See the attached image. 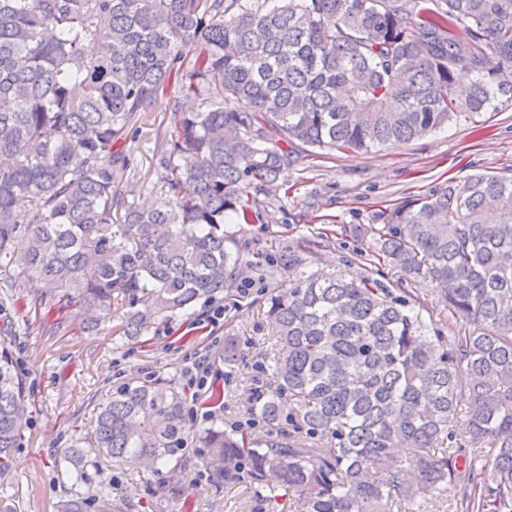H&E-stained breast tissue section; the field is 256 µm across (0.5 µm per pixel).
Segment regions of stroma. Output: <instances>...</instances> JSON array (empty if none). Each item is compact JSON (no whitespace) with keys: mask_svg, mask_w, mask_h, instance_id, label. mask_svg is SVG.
<instances>
[{"mask_svg":"<svg viewBox=\"0 0 512 512\" xmlns=\"http://www.w3.org/2000/svg\"><path fill=\"white\" fill-rule=\"evenodd\" d=\"M198 104L173 88L138 122L125 145L130 163L114 172L126 201L158 194L157 149L170 127L171 110ZM475 172L512 173L511 105L462 114L448 127L397 148L358 155L323 151L288 164L278 178V195L260 194L252 201L250 223L224 227L228 250L240 254L250 269L239 293L223 298L224 317L217 321L210 318L212 304L200 303L148 335L126 340L124 309L90 329L77 308L61 314L39 309L30 286L0 290V345L20 361L32 404L31 423L0 471V512H60L67 500H90L104 483L110 484L113 501L152 504L160 512H251L249 489L206 483L193 460L171 478L104 460L80 483L62 479L56 460L72 439L89 432L99 404L122 383L162 375L187 395L197 394L187 375L197 362L209 369L208 387L223 388L224 405L215 410L192 405L193 428L219 421L251 429V390L270 382L262 373L273 351L264 303L273 289L288 283L280 256L294 253L312 268L365 275L395 294L419 297L428 324L447 329L448 312L437 301L436 283L412 279L379 261L368 228L448 178ZM228 336L240 348L230 371L218 359Z\"/></svg>","mask_w":512,"mask_h":512,"instance_id":"35a3bbf8","label":"stroma"}]
</instances>
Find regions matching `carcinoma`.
Listing matches in <instances>:
<instances>
[{
    "mask_svg": "<svg viewBox=\"0 0 512 512\" xmlns=\"http://www.w3.org/2000/svg\"><path fill=\"white\" fill-rule=\"evenodd\" d=\"M173 82L200 106L174 109L159 196L127 203L119 145ZM509 102L512 0H0V288L38 286L39 307L78 306L93 326L125 306L124 338L145 336L238 290L225 220L277 194L292 150L399 147ZM371 232L382 260L440 285L454 347L416 303L290 254L295 278L267 299L273 388L252 409L273 429L193 430L184 393L150 376L112 392L60 472L78 483L101 452L145 466L191 452L260 509L283 490L292 512H439L450 496L512 512V176L451 179ZM219 359L236 364L234 337ZM30 418L3 349L0 470ZM94 502L136 509L106 484Z\"/></svg>",
    "mask_w": 512,
    "mask_h": 512,
    "instance_id": "obj_1",
    "label": "carcinoma"
}]
</instances>
